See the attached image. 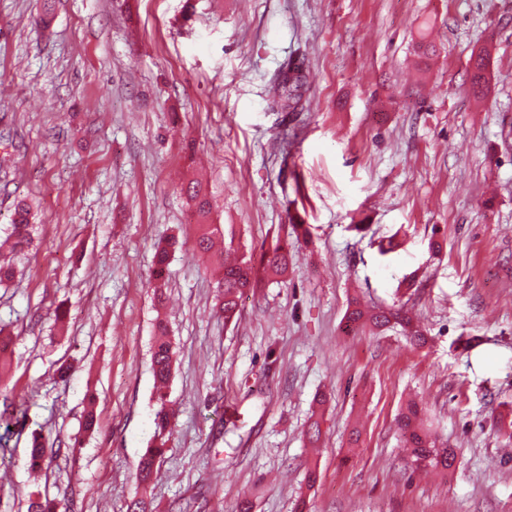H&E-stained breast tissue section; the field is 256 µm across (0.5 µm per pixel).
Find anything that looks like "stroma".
Masks as SVG:
<instances>
[{"instance_id": "35a3bbf8", "label": "stroma", "mask_w": 512, "mask_h": 512, "mask_svg": "<svg viewBox=\"0 0 512 512\" xmlns=\"http://www.w3.org/2000/svg\"><path fill=\"white\" fill-rule=\"evenodd\" d=\"M41 16L42 0H0V236L17 200L37 215L0 284V401L27 410L0 443V512L36 488L58 512L137 495L154 512L244 495L255 512H512V440L493 427L512 420V0H56ZM296 51L302 104L274 106ZM197 177L225 245L293 246L229 324L191 246L180 190ZM394 235L404 249L379 255ZM171 237L160 306L149 280ZM352 300L404 305L427 344L347 329ZM159 316L175 418L142 489ZM410 401L456 450L448 473L412 471Z\"/></svg>"}]
</instances>
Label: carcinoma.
Returning <instances> with one entry per match:
<instances>
[{
  "label": "carcinoma",
  "mask_w": 512,
  "mask_h": 512,
  "mask_svg": "<svg viewBox=\"0 0 512 512\" xmlns=\"http://www.w3.org/2000/svg\"><path fill=\"white\" fill-rule=\"evenodd\" d=\"M283 71L286 80L274 82L272 86L273 99H296L295 91L299 88V81L304 78L305 58L295 56L284 64ZM474 74L471 86L474 94L483 91L485 58L478 55L473 61ZM184 195L192 203L197 216L198 235L195 240V249L201 253H208L214 247V240L224 236V227L213 223L211 208L201 186L190 182L183 189ZM36 224L33 222L31 207L23 200L16 203L11 214L7 228L8 238L12 240V249L16 252L28 250L34 242ZM176 246V241L167 240L156 248L154 257V298L162 297L165 278L168 275V260L170 249ZM222 273L216 281L217 305L224 313V320L232 321L239 313V302L243 294L258 287L263 279L271 276H283L288 270V244L277 242L270 250L256 259L253 255H244L240 260L225 262L219 258ZM345 320L350 324H369L377 330L401 328L404 335L416 346L427 343V336L402 306L384 308L376 313L368 312L361 306L352 302L345 312ZM152 371L155 381L154 413L155 432L150 448L145 450L136 473L137 482L146 486L153 475L155 465L160 461L166 447V436L171 430V416L167 410V388L172 375L174 352L168 339L167 325L163 321L156 323V339L151 349ZM422 413L417 405L409 404L398 419L399 429L403 438L404 448L411 457L414 469H433L446 473L456 464V454L450 448L437 446L432 431L416 425ZM26 420V411L16 407H8L0 411V426H5V432L22 425ZM27 512H55V505L41 497L40 493L33 492L28 498Z\"/></svg>",
  "instance_id": "cac0c4a2"
}]
</instances>
